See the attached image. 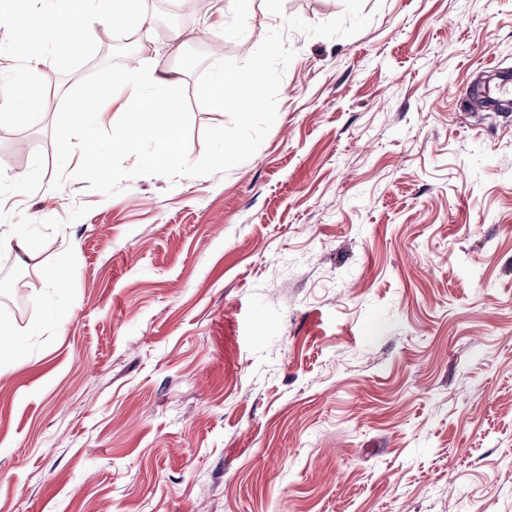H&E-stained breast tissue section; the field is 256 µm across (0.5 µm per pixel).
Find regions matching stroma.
Segmentation results:
<instances>
[{"label": "stroma", "instance_id": "1", "mask_svg": "<svg viewBox=\"0 0 512 512\" xmlns=\"http://www.w3.org/2000/svg\"><path fill=\"white\" fill-rule=\"evenodd\" d=\"M310 23L342 0H283ZM179 73L189 160L228 124L211 62L282 28L264 0H142ZM296 55L256 153L225 173L52 189L63 94L126 35L96 26L0 118V512H512V0H364ZM64 260L56 287L51 272ZM6 226V227H4ZM0 252L14 255L20 259V253H28L30 243L23 230L16 224H1Z\"/></svg>", "mask_w": 512, "mask_h": 512}]
</instances>
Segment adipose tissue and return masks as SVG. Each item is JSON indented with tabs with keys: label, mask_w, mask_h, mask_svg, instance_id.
Here are the masks:
<instances>
[{
	"label": "adipose tissue",
	"mask_w": 512,
	"mask_h": 512,
	"mask_svg": "<svg viewBox=\"0 0 512 512\" xmlns=\"http://www.w3.org/2000/svg\"><path fill=\"white\" fill-rule=\"evenodd\" d=\"M54 20L44 25L19 29L17 48L24 62L25 73L33 77L45 64L42 56L31 53L33 45L52 43L58 50L73 48L99 21L110 22L121 29L130 17L140 14L137 0H55ZM141 64L124 74L113 85L115 93L124 95L122 111L135 115L137 122L113 134L112 151L125 154L137 151L143 136L153 138L158 155L168 156L177 150L176 130L179 113L167 90L177 83L173 72L158 69L151 63L147 37H140Z\"/></svg>",
	"instance_id": "adipose-tissue-1"
}]
</instances>
